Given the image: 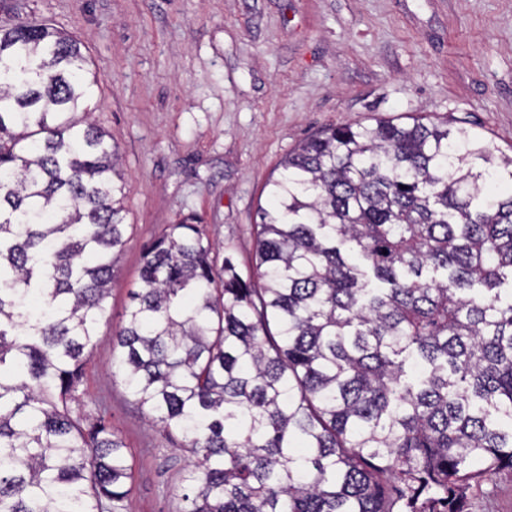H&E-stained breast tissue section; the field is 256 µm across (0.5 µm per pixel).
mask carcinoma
Instances as JSON below:
<instances>
[{
    "label": "carcinoma",
    "mask_w": 512,
    "mask_h": 512,
    "mask_svg": "<svg viewBox=\"0 0 512 512\" xmlns=\"http://www.w3.org/2000/svg\"><path fill=\"white\" fill-rule=\"evenodd\" d=\"M79 43L0 27V512H127L132 466L71 406L125 244ZM267 184L243 271L185 217L112 333L195 461L183 512H464L512 471V155L461 120L329 125Z\"/></svg>",
    "instance_id": "1"
}]
</instances>
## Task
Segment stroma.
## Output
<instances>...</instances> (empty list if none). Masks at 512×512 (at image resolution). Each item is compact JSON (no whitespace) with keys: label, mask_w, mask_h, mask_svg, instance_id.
Instances as JSON below:
<instances>
[{"label":"stroma","mask_w":512,"mask_h":512,"mask_svg":"<svg viewBox=\"0 0 512 512\" xmlns=\"http://www.w3.org/2000/svg\"><path fill=\"white\" fill-rule=\"evenodd\" d=\"M31 16L79 42L98 78L89 119L129 186L78 404L126 444L130 512H182L187 453L110 370L144 244L192 214L219 256L248 268L264 184L331 124L423 113L512 150V0H0V25ZM464 507L512 512V473L470 486Z\"/></svg>","instance_id":"stroma-1"}]
</instances>
